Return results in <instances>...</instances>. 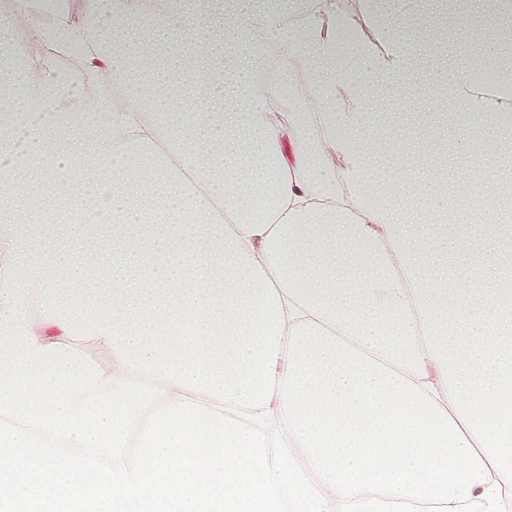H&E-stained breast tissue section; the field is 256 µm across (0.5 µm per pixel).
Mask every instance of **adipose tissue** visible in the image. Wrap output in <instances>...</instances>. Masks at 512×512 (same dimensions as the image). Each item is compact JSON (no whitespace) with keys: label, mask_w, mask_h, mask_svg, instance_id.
Returning a JSON list of instances; mask_svg holds the SVG:
<instances>
[{"label":"adipose tissue","mask_w":512,"mask_h":512,"mask_svg":"<svg viewBox=\"0 0 512 512\" xmlns=\"http://www.w3.org/2000/svg\"><path fill=\"white\" fill-rule=\"evenodd\" d=\"M95 27L0 72V327L110 352L103 378L256 414L272 410L334 512H502L512 488V225L489 194L474 265L469 215L447 184L408 188L428 153L373 161L391 96L435 126L476 114L492 168L512 128V52L501 94L468 77L424 79L385 0H81ZM192 29L200 53L186 52ZM288 30L278 54L303 71L278 111L238 34ZM81 43V84L55 61ZM123 87L117 112L102 82ZM340 166H333L332 157ZM68 219L61 245L49 219ZM104 270L94 302L72 283ZM35 296L31 316L22 303Z\"/></svg>","instance_id":"ef3b65f1"}]
</instances>
